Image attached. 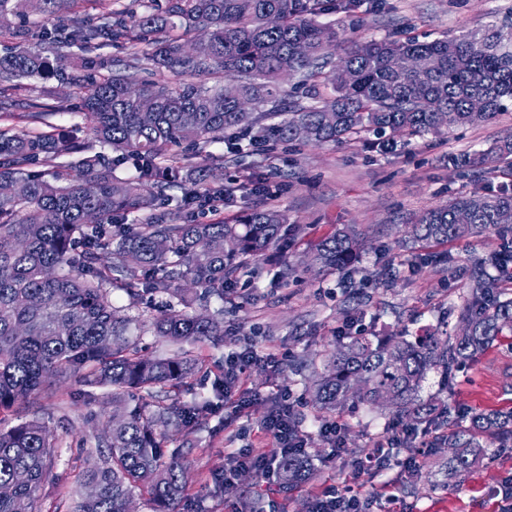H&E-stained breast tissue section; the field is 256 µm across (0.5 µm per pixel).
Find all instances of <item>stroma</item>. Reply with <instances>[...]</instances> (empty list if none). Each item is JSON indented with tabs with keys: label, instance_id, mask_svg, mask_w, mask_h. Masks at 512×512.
<instances>
[{
	"label": "stroma",
	"instance_id": "obj_1",
	"mask_svg": "<svg viewBox=\"0 0 512 512\" xmlns=\"http://www.w3.org/2000/svg\"><path fill=\"white\" fill-rule=\"evenodd\" d=\"M319 21L336 30V53L329 58L334 65L354 45L388 36L460 37L490 29L510 35L512 0H363L351 14H327ZM20 96L53 106L48 121L58 134H71L85 124L80 100L63 96L54 82L33 83ZM508 137H512V109L484 123L398 141L395 151L387 154L361 139L324 145L257 144L246 154L211 142L201 146L200 154L214 168L219 185L230 186L254 175L266 180L268 191L263 196L240 192L224 204L220 216L225 221L245 209L266 205L286 212L289 223L302 227L305 242L317 241L341 224L362 230L361 266L367 273L357 314L362 332L416 337L443 330L452 336L459 325L457 307L467 291L464 269L498 249L497 233L449 243L450 266L426 264L416 269L401 239L407 224L455 196L512 188L511 163L497 161L464 176L452 163L456 156L487 151ZM276 271L270 265L257 278L240 273L235 294L224 301L223 342L185 348L202 364L189 381V395L213 401L212 413L195 433L175 429L169 433L170 447L188 449V498L199 504L201 512H248L257 502L263 512H308L315 492L354 481L363 493L392 497L395 512H498L506 493L512 492V441L504 445L495 437L484 439L492 459L452 485L447 450H432L420 459L415 473H408L402 465L406 449L387 444L396 429L391 412L362 406L339 416L345 442L356 455L383 451L390 465L356 479L347 465L331 460L330 449L317 432L323 416L309 387L315 367L336 346V330L348 317L347 283L339 275L313 270L298 271L285 281L277 278ZM245 348L275 354L285 365L275 376L262 367L251 368L241 392L259 395L260 400L237 416L217 396L215 384L224 371L225 356ZM448 384L463 411H511L512 335L500 337L477 362L453 372ZM52 388L55 398L21 402L6 413L16 423L45 422L63 439L61 457L40 492V512H53L59 501L75 499L84 471L101 459L99 449L81 446L80 441L104 435L112 423V397L105 389L71 380L53 383ZM280 392L289 395L299 423L310 433L313 477L285 489L266 485L253 471L242 470L233 477L235 497H213L210 476L223 470L227 454L256 443L267 454H275L273 443L262 440L260 424L269 410L265 396Z\"/></svg>",
	"mask_w": 512,
	"mask_h": 512
}]
</instances>
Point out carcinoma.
Here are the masks:
<instances>
[{"label": "carcinoma", "mask_w": 512, "mask_h": 512, "mask_svg": "<svg viewBox=\"0 0 512 512\" xmlns=\"http://www.w3.org/2000/svg\"><path fill=\"white\" fill-rule=\"evenodd\" d=\"M31 0H0V16L27 12ZM65 0H37L53 18L49 27L0 29V114L43 122L45 104L18 103L11 93L24 80L56 81L80 97L89 130L111 150L86 155V144L47 130L0 129V410L20 398L40 399L54 379L76 378L112 390V426L97 447L100 464L83 475V493L70 512H128L144 496L154 512H183L188 458L168 449L171 429L191 433L208 415L207 399L153 400L156 388L176 391L195 375L196 360L182 354L141 353L146 334L173 344L224 338L217 316L238 274L287 246V217L251 209L232 223L201 221L183 212L230 200L211 185V169L181 161L186 151L222 139L231 150L252 135L264 141L340 143L354 135L380 152L395 137L474 125L512 106V46L498 31L481 37L370 40L346 52L351 78L326 77L333 93L318 105L288 111L273 124L259 112L279 92L282 73L311 69L336 49V34L317 17L350 13L358 0H133L137 12L107 7L94 18L58 16ZM114 41L126 57L99 53ZM305 42L307 57L295 47ZM417 58L420 73L407 69ZM150 65L168 72L160 83L140 74ZM136 86L140 96H126ZM480 95L488 111H470ZM307 129L309 136L300 135ZM128 164L134 176L116 170ZM186 192L178 210L129 222L153 211L175 177ZM469 220L463 224L458 214ZM489 231L499 248L466 268L469 291L458 307L455 336L342 337L325 355L315 384L316 404L332 414L352 400L390 409L399 423L436 425L455 407L449 398H424L429 374L448 376L476 360L498 336L512 331V191L459 195L424 212L410 225L416 246L478 237ZM361 248L357 233L339 228L312 248L311 262L326 273L354 275ZM498 275L493 276L489 270ZM121 292L122 314L111 296ZM221 307L196 311L195 301ZM512 428L509 415H475L471 426L448 435V475L470 472L488 456L478 434ZM56 434L43 422H0V512H35L39 491L58 457ZM282 480L310 475L309 459L279 463Z\"/></svg>", "instance_id": "cac0c4a2"}]
</instances>
